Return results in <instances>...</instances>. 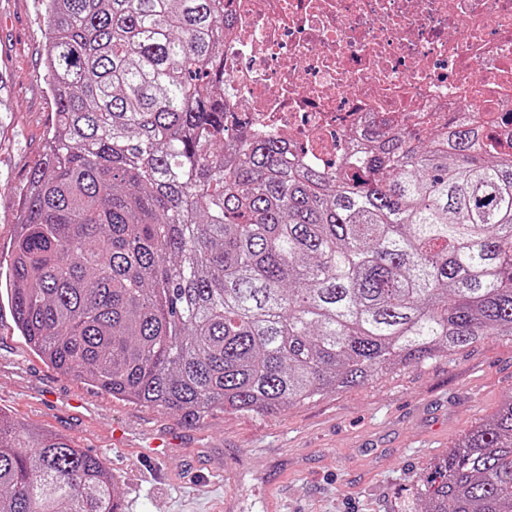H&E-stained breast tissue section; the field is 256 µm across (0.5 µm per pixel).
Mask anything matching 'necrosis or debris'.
Listing matches in <instances>:
<instances>
[{"mask_svg":"<svg viewBox=\"0 0 512 512\" xmlns=\"http://www.w3.org/2000/svg\"><path fill=\"white\" fill-rule=\"evenodd\" d=\"M224 107L324 164L476 104L512 135V0H231Z\"/></svg>","mask_w":512,"mask_h":512,"instance_id":"4bbe7bcc","label":"necrosis or debris"}]
</instances>
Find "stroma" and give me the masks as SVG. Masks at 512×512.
I'll use <instances>...</instances> for the list:
<instances>
[{
	"mask_svg": "<svg viewBox=\"0 0 512 512\" xmlns=\"http://www.w3.org/2000/svg\"><path fill=\"white\" fill-rule=\"evenodd\" d=\"M39 0H0V250L20 215L53 104ZM512 393V337L410 365L277 414L215 409L188 419L118 400L62 375L0 307V411L51 428L98 455L123 512H420V479ZM121 428L125 442L112 443ZM160 459L139 455L151 439Z\"/></svg>",
	"mask_w": 512,
	"mask_h": 512,
	"instance_id": "1",
	"label": "stroma"
}]
</instances>
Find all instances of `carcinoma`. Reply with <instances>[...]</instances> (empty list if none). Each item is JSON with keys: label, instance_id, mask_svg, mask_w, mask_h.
Segmentation results:
<instances>
[{"label": "carcinoma", "instance_id": "1", "mask_svg": "<svg viewBox=\"0 0 512 512\" xmlns=\"http://www.w3.org/2000/svg\"><path fill=\"white\" fill-rule=\"evenodd\" d=\"M54 112L0 296L59 373L188 418L282 412L512 332V144L478 117L324 166L224 117L226 0H41ZM422 512H512V393ZM0 512H120L0 413Z\"/></svg>", "mask_w": 512, "mask_h": 512}]
</instances>
